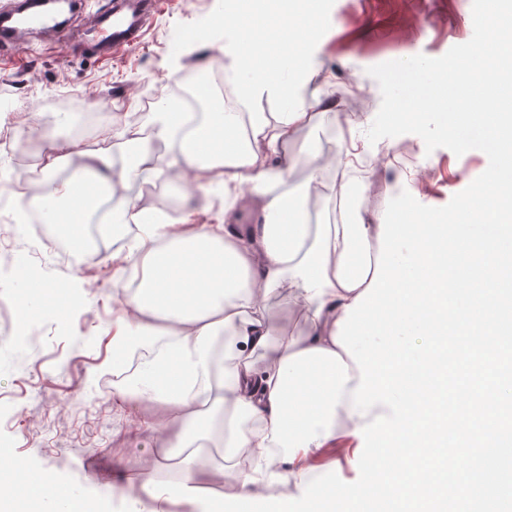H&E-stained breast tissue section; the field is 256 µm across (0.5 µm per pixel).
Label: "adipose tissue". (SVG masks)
Here are the masks:
<instances>
[{
  "mask_svg": "<svg viewBox=\"0 0 512 512\" xmlns=\"http://www.w3.org/2000/svg\"><path fill=\"white\" fill-rule=\"evenodd\" d=\"M312 12L307 0H228L224 9L225 27L240 34L225 69L236 77L243 102L273 96L276 117L215 108L188 130L184 113L146 116L157 139L179 142L182 170L194 184H223V220L175 228L127 196L100 226L102 235L127 239L128 254L142 269L134 292L113 290V349L120 357L138 349L150 356L113 381L112 399L135 409L150 404L144 425L160 431L164 447L187 451L177 484L143 483L153 512L197 502L207 478L236 488L213 500L209 512H241L252 501L256 474L214 467L193 452L203 440L218 438L229 455L252 451L282 488L296 489L317 473L314 455L335 445L337 422L350 434L364 424L350 410L359 369L334 337L347 307L373 279L380 227L306 224L311 185L289 197L270 193L273 184L287 182L293 170L288 147L312 125L319 106L300 97L317 77L297 55L322 23ZM245 123L246 136L240 133ZM104 131L129 142L127 161L118 166L100 152L89 159L88 178L60 182L55 173L75 146H52L36 198L51 228L79 254L87 250L79 227L100 196L157 172L148 145L122 129L117 117ZM241 199L259 205L261 223L238 222ZM17 286L25 313L63 317L69 284L23 277ZM281 288L291 293L306 329L275 344L266 302ZM30 478L39 492L25 489ZM58 490L50 471L0 461V512H54Z\"/></svg>",
  "mask_w": 512,
  "mask_h": 512,
  "instance_id": "1",
  "label": "adipose tissue"
}]
</instances>
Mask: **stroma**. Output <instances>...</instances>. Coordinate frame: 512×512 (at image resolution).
Returning <instances> with one entry per match:
<instances>
[{
  "instance_id": "35a3bbf8",
  "label": "stroma",
  "mask_w": 512,
  "mask_h": 512,
  "mask_svg": "<svg viewBox=\"0 0 512 512\" xmlns=\"http://www.w3.org/2000/svg\"><path fill=\"white\" fill-rule=\"evenodd\" d=\"M472 3L323 0L324 22L306 50L319 75L303 95L330 102L332 110L317 116L292 149L296 186L309 182L311 153L339 157L346 142H354L374 166L356 207L357 218L372 224L407 186H414L419 203L440 207L486 170L488 157L478 151L459 157L446 148L430 152L415 134L373 144L366 137L381 104L368 68L418 54L437 58L466 43L473 35ZM224 7L225 0H166L144 43L113 62L39 38L0 49V134L35 143L42 159L50 149L41 132L48 104L104 108L124 120L144 113L145 93L173 97L197 67L224 64L233 36L210 26ZM166 188L190 223H213L224 208L223 187L170 182ZM10 204L16 223L7 268L0 270V295L14 294L15 278L27 270L76 288L63 319L35 315L0 340V449L31 468L53 471L62 487L78 489L104 512H129L135 503L148 512L142 472L166 483L181 463L158 447L130 407L112 400V284L118 277L133 287L138 263L126 257L125 246L107 239L75 270L62 236H35L26 197L12 195ZM267 308L273 338L303 329L287 290L272 294Z\"/></svg>"
}]
</instances>
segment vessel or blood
Wrapping results in <instances>:
<instances>
[{"mask_svg": "<svg viewBox=\"0 0 512 512\" xmlns=\"http://www.w3.org/2000/svg\"><path fill=\"white\" fill-rule=\"evenodd\" d=\"M159 6L160 0H108L104 7L89 12L85 25L75 30L54 12L34 9L10 24L0 18V42L21 44L33 32L51 40L72 35L95 56L110 59L139 44Z\"/></svg>", "mask_w": 512, "mask_h": 512, "instance_id": "obj_1", "label": "vessel or blood"}]
</instances>
